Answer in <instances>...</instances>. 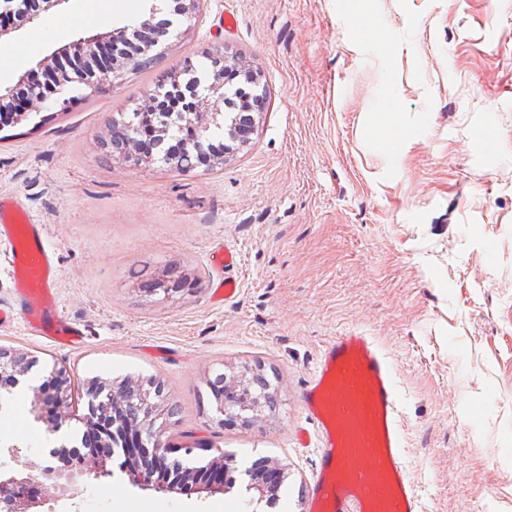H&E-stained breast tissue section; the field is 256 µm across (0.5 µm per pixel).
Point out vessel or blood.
<instances>
[{
    "label": "vessel or blood",
    "instance_id": "1",
    "mask_svg": "<svg viewBox=\"0 0 512 512\" xmlns=\"http://www.w3.org/2000/svg\"><path fill=\"white\" fill-rule=\"evenodd\" d=\"M0 240L10 245V272L28 328L54 344L75 343L76 324L55 303L56 257L20 202L0 197ZM303 409L319 437L310 512H423L408 476L394 370L376 340L360 329L326 344Z\"/></svg>",
    "mask_w": 512,
    "mask_h": 512
}]
</instances>
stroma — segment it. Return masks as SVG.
<instances>
[{
    "mask_svg": "<svg viewBox=\"0 0 512 512\" xmlns=\"http://www.w3.org/2000/svg\"><path fill=\"white\" fill-rule=\"evenodd\" d=\"M207 0L152 75L0 127V196L18 198L55 253L56 303L84 333L50 347L15 318L0 345L33 352L0 460L12 446L55 466L88 456L84 427L38 419L33 395L57 365L82 379L157 376L178 407L168 466L225 455L232 489L139 485L115 452L111 476L81 477L42 512H308L318 438L300 402L325 343L357 328L392 362L407 471L424 512H512V0ZM146 0H70L0 38V84L74 41L143 16ZM234 15L233 30L220 21ZM219 46L260 72L266 105L248 143L213 171L131 169L103 155L105 120L183 56ZM393 101L413 137L378 147L371 114ZM234 253L214 296V250ZM173 268L200 277L165 297L141 287ZM261 369L275 411L252 426L212 420L207 379ZM288 474L273 504L246 474Z\"/></svg>",
    "mask_w": 512,
    "mask_h": 512,
    "instance_id": "35a3bbf8",
    "label": "stroma"
}]
</instances>
